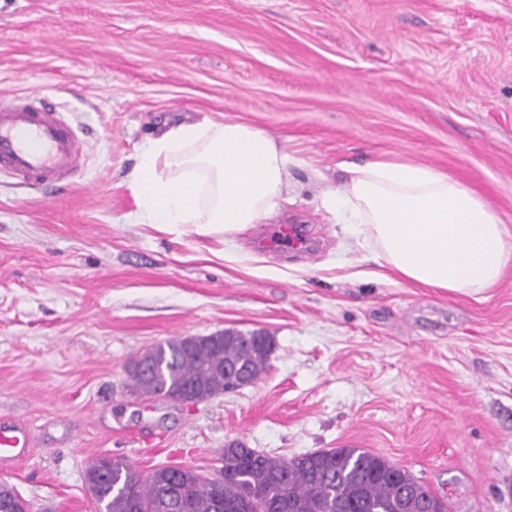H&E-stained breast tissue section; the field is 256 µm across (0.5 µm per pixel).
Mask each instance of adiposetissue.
<instances>
[{"label": "adipose tissue", "instance_id": "obj_1", "mask_svg": "<svg viewBox=\"0 0 512 512\" xmlns=\"http://www.w3.org/2000/svg\"><path fill=\"white\" fill-rule=\"evenodd\" d=\"M299 159L265 130L206 118L179 123L142 148L130 184V219L167 230L190 225L225 241L268 223L288 201ZM323 207L341 214L400 279L478 294L512 266V234L469 186L435 167L401 158L349 164Z\"/></svg>", "mask_w": 512, "mask_h": 512}]
</instances>
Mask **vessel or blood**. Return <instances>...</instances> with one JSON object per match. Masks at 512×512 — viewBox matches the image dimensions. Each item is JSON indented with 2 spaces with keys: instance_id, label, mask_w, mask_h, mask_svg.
<instances>
[{
  "instance_id": "obj_1",
  "label": "vessel or blood",
  "mask_w": 512,
  "mask_h": 512,
  "mask_svg": "<svg viewBox=\"0 0 512 512\" xmlns=\"http://www.w3.org/2000/svg\"><path fill=\"white\" fill-rule=\"evenodd\" d=\"M89 148L40 92L0 96V172L40 187L60 182L80 172ZM29 437L26 429L0 433V461L23 450Z\"/></svg>"
}]
</instances>
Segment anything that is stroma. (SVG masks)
Listing matches in <instances>:
<instances>
[{
  "label": "stroma",
  "instance_id": "35a3bbf8",
  "mask_svg": "<svg viewBox=\"0 0 512 512\" xmlns=\"http://www.w3.org/2000/svg\"><path fill=\"white\" fill-rule=\"evenodd\" d=\"M40 90L92 145L55 191L0 175V470L29 512H99L84 473L223 465L226 442L289 457L363 448L455 512H512V270L467 296L397 278L321 204L272 251L131 224L148 137L202 117L253 124L342 185L402 157L474 189L512 231V0H0V93ZM273 337L254 385L183 405L127 365L179 336ZM19 435L8 436L0 433V461L9 460L15 455V451L18 450V454L26 447V444L30 437V432L27 429H23L17 432Z\"/></svg>",
  "mask_w": 512,
  "mask_h": 512
}]
</instances>
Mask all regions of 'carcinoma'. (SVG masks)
<instances>
[{
    "mask_svg": "<svg viewBox=\"0 0 512 512\" xmlns=\"http://www.w3.org/2000/svg\"><path fill=\"white\" fill-rule=\"evenodd\" d=\"M159 342L131 359L135 391L174 401L189 392L208 400L231 379L254 384L273 345L237 331ZM218 478L166 466L145 474L120 459L95 458L85 482L100 512H448V503L408 470L363 448L270 456L241 442L224 446Z\"/></svg>",
    "mask_w": 512,
    "mask_h": 512,
    "instance_id": "1",
    "label": "carcinoma"
}]
</instances>
